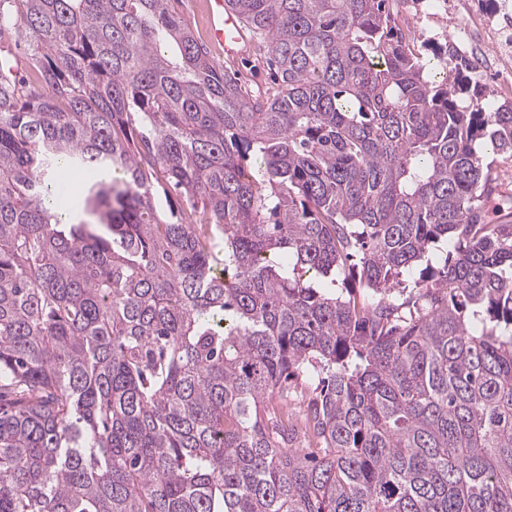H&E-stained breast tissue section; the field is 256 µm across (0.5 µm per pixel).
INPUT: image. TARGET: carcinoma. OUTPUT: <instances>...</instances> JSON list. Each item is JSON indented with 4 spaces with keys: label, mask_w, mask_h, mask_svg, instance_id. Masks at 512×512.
<instances>
[{
    "label": "carcinoma",
    "mask_w": 512,
    "mask_h": 512,
    "mask_svg": "<svg viewBox=\"0 0 512 512\" xmlns=\"http://www.w3.org/2000/svg\"><path fill=\"white\" fill-rule=\"evenodd\" d=\"M224 3L277 93L170 0H0V512H512V103L390 0Z\"/></svg>",
    "instance_id": "obj_1"
}]
</instances>
